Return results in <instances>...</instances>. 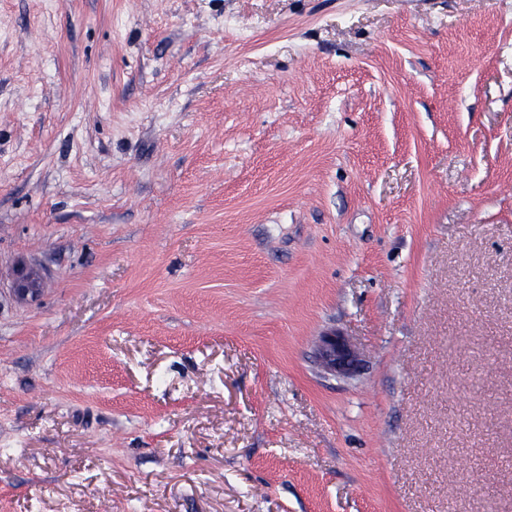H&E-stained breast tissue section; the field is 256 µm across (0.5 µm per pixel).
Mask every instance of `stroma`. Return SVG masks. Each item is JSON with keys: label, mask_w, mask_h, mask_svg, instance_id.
<instances>
[{"label": "stroma", "mask_w": 512, "mask_h": 512, "mask_svg": "<svg viewBox=\"0 0 512 512\" xmlns=\"http://www.w3.org/2000/svg\"><path fill=\"white\" fill-rule=\"evenodd\" d=\"M0 512H512V0H0ZM41 280L33 271L20 265L14 270L12 293L21 302L35 301L43 291ZM321 368L328 374L352 376L357 371V359L336 340V336H325L318 352Z\"/></svg>", "instance_id": "35a3bbf8"}]
</instances>
